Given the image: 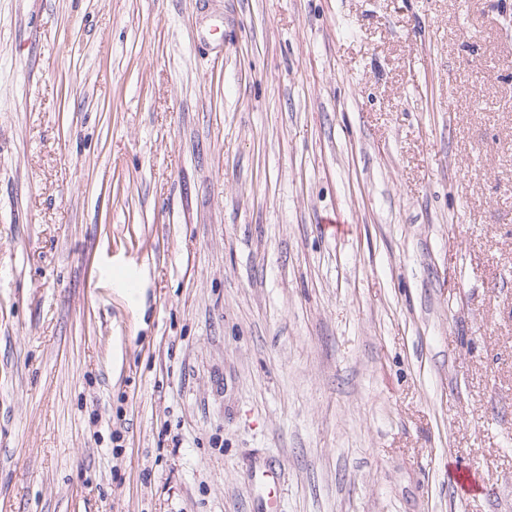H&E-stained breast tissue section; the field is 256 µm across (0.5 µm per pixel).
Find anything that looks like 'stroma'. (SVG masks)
I'll use <instances>...</instances> for the list:
<instances>
[{"label":"stroma","mask_w":512,"mask_h":512,"mask_svg":"<svg viewBox=\"0 0 512 512\" xmlns=\"http://www.w3.org/2000/svg\"><path fill=\"white\" fill-rule=\"evenodd\" d=\"M268 466L512 512V0H0V512Z\"/></svg>","instance_id":"1"}]
</instances>
